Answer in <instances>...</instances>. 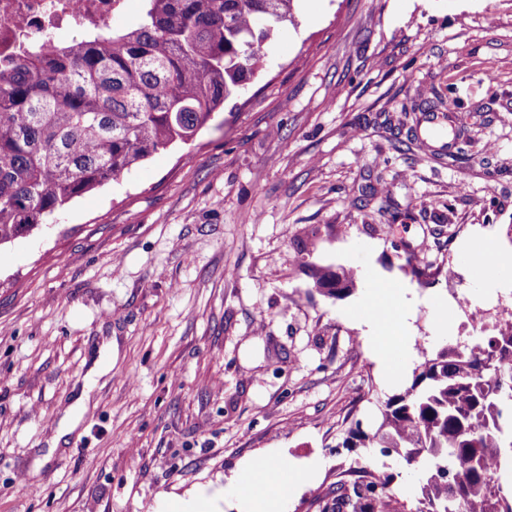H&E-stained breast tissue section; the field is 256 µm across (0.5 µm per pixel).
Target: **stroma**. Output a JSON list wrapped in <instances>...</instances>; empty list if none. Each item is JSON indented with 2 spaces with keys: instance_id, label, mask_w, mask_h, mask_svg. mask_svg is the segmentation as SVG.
<instances>
[{
  "instance_id": "obj_1",
  "label": "stroma",
  "mask_w": 512,
  "mask_h": 512,
  "mask_svg": "<svg viewBox=\"0 0 512 512\" xmlns=\"http://www.w3.org/2000/svg\"><path fill=\"white\" fill-rule=\"evenodd\" d=\"M294 6L193 143L0 246V512H180L270 453L315 471L288 512L369 464L419 495L423 469L343 435L474 341L459 295L512 306V270L475 263L512 254V0ZM435 99L458 140L425 135ZM375 283L411 301L396 378L352 315ZM349 283H352V279L345 271L338 274L331 270H327L318 274L315 281V287L323 290L328 295L334 296L337 292L347 289V287H349Z\"/></svg>"
}]
</instances>
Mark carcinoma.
<instances>
[{"label":"carcinoma","mask_w":512,"mask_h":512,"mask_svg":"<svg viewBox=\"0 0 512 512\" xmlns=\"http://www.w3.org/2000/svg\"><path fill=\"white\" fill-rule=\"evenodd\" d=\"M294 0H143L137 24L72 42L45 37L0 68V246L153 154L187 145L262 67L265 43ZM348 273L318 274L329 295ZM512 324L444 346L382 404L378 426L349 428L346 448H385L429 476L413 512H512ZM397 475L362 467L317 512H406Z\"/></svg>","instance_id":"obj_1"}]
</instances>
